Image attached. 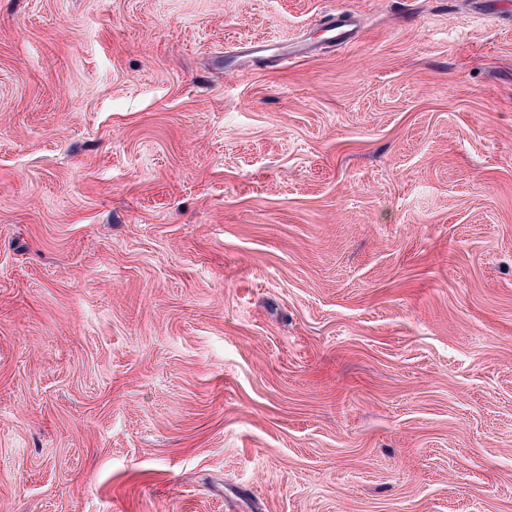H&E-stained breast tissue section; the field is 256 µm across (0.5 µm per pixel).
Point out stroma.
<instances>
[{"mask_svg": "<svg viewBox=\"0 0 512 512\" xmlns=\"http://www.w3.org/2000/svg\"><path fill=\"white\" fill-rule=\"evenodd\" d=\"M0 512H512L499 0H0ZM351 14H334L324 20V28L329 32L332 44L343 45L351 41L356 26ZM309 52L310 46L303 42L281 45L258 40L235 48L234 50H225L224 69L241 71L245 61L262 58L268 55H272L277 57L278 60L288 63V61L306 56Z\"/></svg>", "mask_w": 512, "mask_h": 512, "instance_id": "1", "label": "stroma"}]
</instances>
